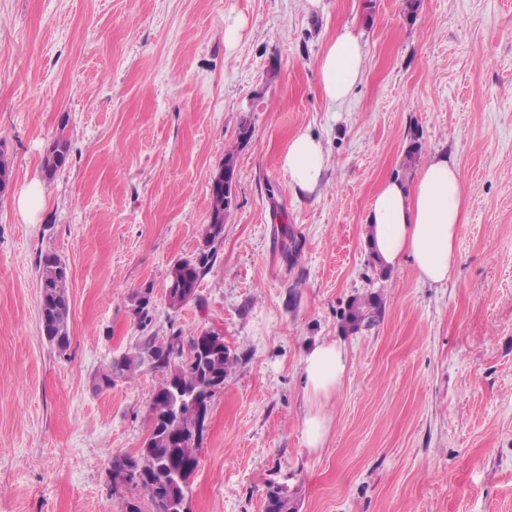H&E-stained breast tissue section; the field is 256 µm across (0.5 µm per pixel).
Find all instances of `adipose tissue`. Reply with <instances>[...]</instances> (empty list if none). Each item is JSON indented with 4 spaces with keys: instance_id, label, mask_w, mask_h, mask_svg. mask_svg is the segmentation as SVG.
I'll return each instance as SVG.
<instances>
[{
    "instance_id": "adipose-tissue-1",
    "label": "adipose tissue",
    "mask_w": 512,
    "mask_h": 512,
    "mask_svg": "<svg viewBox=\"0 0 512 512\" xmlns=\"http://www.w3.org/2000/svg\"><path fill=\"white\" fill-rule=\"evenodd\" d=\"M364 44L360 34L343 27L318 63L319 85L329 103L345 102L362 84ZM328 157L321 140L301 131L293 135L281 164L297 195L314 194L322 185ZM464 181L448 153L431 157L413 183L385 180L365 214V242L384 268L410 259L421 280L442 285L450 280L458 260L456 242L463 220ZM349 372L348 350L342 341L322 340L310 346L301 361L306 447H323L333 419L326 404Z\"/></svg>"
}]
</instances>
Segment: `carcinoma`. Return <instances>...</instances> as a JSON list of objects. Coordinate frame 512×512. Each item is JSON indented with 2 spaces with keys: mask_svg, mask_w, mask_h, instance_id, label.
I'll return each mask as SVG.
<instances>
[{
  "mask_svg": "<svg viewBox=\"0 0 512 512\" xmlns=\"http://www.w3.org/2000/svg\"><path fill=\"white\" fill-rule=\"evenodd\" d=\"M253 136L251 124L243 120L237 132V144L225 149L221 169L227 180L237 179V151ZM70 142L59 133L43 159L45 179L51 181L66 164ZM420 152L417 138L410 139L405 149L402 174L415 165ZM232 207L224 202V189L210 187L208 223L203 229V241L210 250L202 257L180 258L171 266L167 289L177 303L196 298L200 280L213 266V244L222 238L224 221ZM38 288L40 293V327L48 342L64 351L69 347L71 300L68 292L69 269L54 253L39 259ZM382 312V299L376 294L356 296L350 301L345 323L353 329L372 327ZM209 332L186 338L181 333L163 342L145 341L138 353L125 356L116 364L120 371H130L146 363L157 373V386L150 404V430L144 449L136 455L112 458V470H126L128 486L142 489L150 504L143 509L141 501L132 497L125 503V512H181L191 490V476L197 458L179 445L180 438L197 426L200 416L208 414L215 391L210 388L214 378L224 379L232 371L235 358L226 351L201 358V348ZM265 512H288V500L279 492L266 495Z\"/></svg>",
  "mask_w": 512,
  "mask_h": 512,
  "instance_id": "cac0c4a2",
  "label": "carcinoma"
}]
</instances>
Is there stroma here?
Instances as JSON below:
<instances>
[{"mask_svg":"<svg viewBox=\"0 0 512 512\" xmlns=\"http://www.w3.org/2000/svg\"><path fill=\"white\" fill-rule=\"evenodd\" d=\"M0 0V512H122L108 463L149 432V366L99 380L147 337L208 331L237 364L210 402L188 512H512V0ZM244 26L224 43L226 23ZM365 76L328 104L318 62L343 25ZM236 206L196 300L167 275L201 245L210 183L241 117ZM328 155L298 197L280 157L300 131ZM71 148L45 205L58 133ZM454 154L465 223L448 284L410 262L378 279L364 217L411 137ZM66 262V351L40 330L38 258ZM151 289L150 323L134 295ZM371 292L369 330L340 315ZM343 340L350 371L322 448H305L301 360ZM45 204L44 192L40 181H31L17 199L19 210L29 219L37 216Z\"/></svg>","mask_w":512,"mask_h":512,"instance_id":"35a3bbf8","label":"stroma"}]
</instances>
